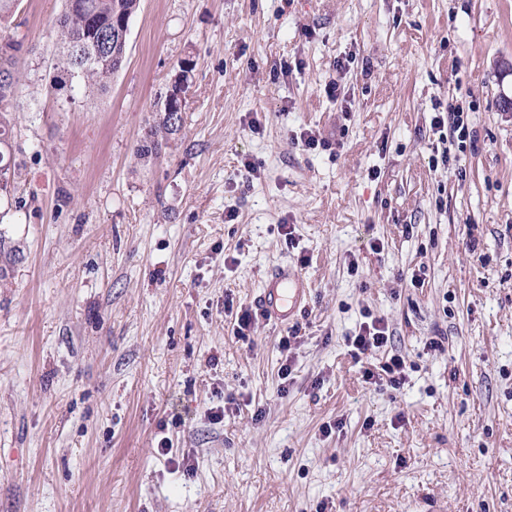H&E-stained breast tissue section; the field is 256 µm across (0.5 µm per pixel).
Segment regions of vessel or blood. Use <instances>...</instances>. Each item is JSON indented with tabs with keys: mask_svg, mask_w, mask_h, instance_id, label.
Here are the masks:
<instances>
[{
	"mask_svg": "<svg viewBox=\"0 0 512 512\" xmlns=\"http://www.w3.org/2000/svg\"><path fill=\"white\" fill-rule=\"evenodd\" d=\"M308 286L292 266L279 264L269 269L255 304L264 317L289 323L301 308Z\"/></svg>",
	"mask_w": 512,
	"mask_h": 512,
	"instance_id": "1",
	"label": "vessel or blood"
}]
</instances>
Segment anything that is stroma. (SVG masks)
<instances>
[{
    "label": "stroma",
    "instance_id": "1",
    "mask_svg": "<svg viewBox=\"0 0 512 512\" xmlns=\"http://www.w3.org/2000/svg\"><path fill=\"white\" fill-rule=\"evenodd\" d=\"M63 8L15 15L0 512H512V0H141L91 101L50 88ZM185 60L183 126L138 160ZM277 264L309 290L286 383V328L234 333ZM368 316L400 387L345 344ZM469 111H471V105L468 103L466 106V97L463 100V96L453 102L448 103L446 112H437L432 119L433 130L436 133L440 132L439 139L444 146L441 153L442 164H448V160L451 159V147L455 151L453 158L456 160L459 158L456 155V149L463 153L465 149V143L467 139H470L469 131ZM446 126L448 135H443V130ZM382 372L389 376L390 384L399 387L405 381L406 362L404 358L396 353L389 352L386 355V361L380 366Z\"/></svg>",
    "mask_w": 512,
    "mask_h": 512
}]
</instances>
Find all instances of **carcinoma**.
Wrapping results in <instances>:
<instances>
[{
  "label": "carcinoma",
  "mask_w": 512,
  "mask_h": 512,
  "mask_svg": "<svg viewBox=\"0 0 512 512\" xmlns=\"http://www.w3.org/2000/svg\"><path fill=\"white\" fill-rule=\"evenodd\" d=\"M21 0H0V191L14 182L18 150L14 136V101L25 75L19 66L23 41L16 37L14 16ZM140 0H65L56 20L54 35L59 54L53 65L56 75L50 88L63 80H76L84 96L103 90L121 69L126 57L127 39L118 35L128 30L138 12ZM192 63L183 61L180 75L161 108L160 118L150 140L136 146L134 155L145 160L168 147L171 136L183 123L185 94L189 89Z\"/></svg>",
  "instance_id": "obj_1"
}]
</instances>
